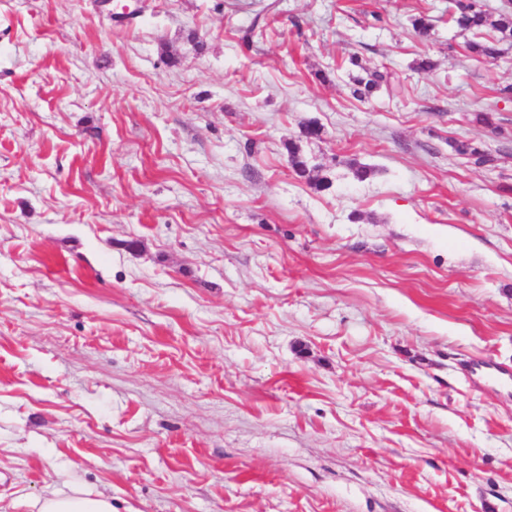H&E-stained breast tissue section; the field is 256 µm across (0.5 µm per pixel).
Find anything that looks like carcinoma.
I'll return each mask as SVG.
<instances>
[{
	"label": "carcinoma",
	"instance_id": "obj_1",
	"mask_svg": "<svg viewBox=\"0 0 512 512\" xmlns=\"http://www.w3.org/2000/svg\"><path fill=\"white\" fill-rule=\"evenodd\" d=\"M448 23L471 35L467 50L475 56L496 58L502 53L500 45H512V11L503 10L494 15L483 8L482 0H452ZM348 65L360 70V73L350 75L354 85L352 94L359 100L369 97L379 87L383 75L378 71H369L356 55L348 58ZM287 151L289 161L299 176L306 178L317 189L327 187L324 181L312 177L314 167L303 157L297 144L288 143ZM458 151L473 159L477 165L492 161L491 154L478 147L462 144L458 146Z\"/></svg>",
	"mask_w": 512,
	"mask_h": 512
}]
</instances>
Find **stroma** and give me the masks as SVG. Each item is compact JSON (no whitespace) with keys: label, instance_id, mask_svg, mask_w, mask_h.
I'll list each match as a JSON object with an SVG mask.
<instances>
[{"label":"stroma","instance_id":"35a3bbf8","mask_svg":"<svg viewBox=\"0 0 512 512\" xmlns=\"http://www.w3.org/2000/svg\"><path fill=\"white\" fill-rule=\"evenodd\" d=\"M466 41L448 0H0V512H512V48ZM348 65L357 67L362 72L356 75L349 73L350 79L354 85L352 94L359 100L368 98L371 93L379 87L383 75L378 71H369L356 55H352L348 58ZM286 148L288 151L289 161L295 172L300 177L307 178L309 183L313 185L316 189L326 188L327 184H325L324 181L317 180L312 177L311 173L314 171L315 167L309 166L308 161L301 154L299 146L295 143H288V146H286ZM37 503L39 512H112L111 498L102 494L90 497L76 490L47 489Z\"/></svg>","mask_w":512,"mask_h":512}]
</instances>
